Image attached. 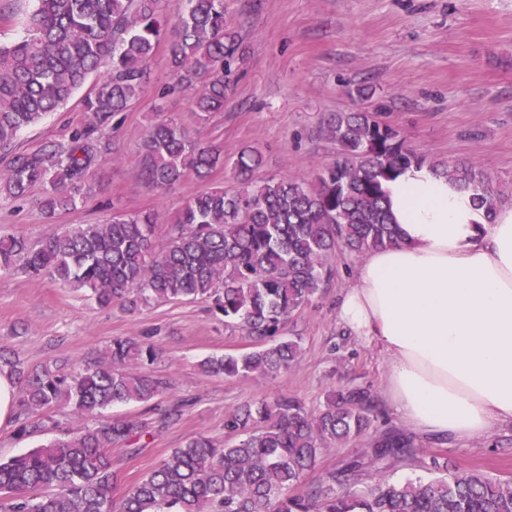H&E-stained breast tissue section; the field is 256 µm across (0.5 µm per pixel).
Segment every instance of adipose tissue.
<instances>
[{
    "instance_id": "obj_1",
    "label": "adipose tissue",
    "mask_w": 512,
    "mask_h": 512,
    "mask_svg": "<svg viewBox=\"0 0 512 512\" xmlns=\"http://www.w3.org/2000/svg\"><path fill=\"white\" fill-rule=\"evenodd\" d=\"M386 190L399 239L358 263L337 319L386 355L406 425L484 437L512 422V206L486 216L425 167Z\"/></svg>"
}]
</instances>
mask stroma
Listing matches in <instances>:
<instances>
[{
	"instance_id": "obj_1",
	"label": "stroma",
	"mask_w": 512,
	"mask_h": 512,
	"mask_svg": "<svg viewBox=\"0 0 512 512\" xmlns=\"http://www.w3.org/2000/svg\"><path fill=\"white\" fill-rule=\"evenodd\" d=\"M225 21L249 49L246 63L223 111L199 121L191 100L164 94L171 81L169 42L150 65L143 95L114 120L111 158L94 167L95 191L76 210L52 217L38 205L39 189L19 200L0 198V230L30 240L52 224H102L114 211H151L159 216L156 249L187 200L206 187L237 189L228 162L248 145L260 148L266 165L256 179L308 176L329 166L336 147L322 131L331 112L380 113L431 160L469 158L512 192V0H225ZM89 78L59 111L21 132L14 153L67 141L87 120L82 101L96 85ZM373 95H351L354 85ZM158 118L184 127L197 142L224 153L225 165L207 181L185 177L157 192L137 177L145 129ZM356 256H337L324 292L301 309L285 333L301 336L303 353L283 376L227 379L199 368L201 360L249 351L250 341L227 326L204 300L151 305L130 312L101 307L49 276L28 278L0 272V347L34 366L65 359L103 357L113 339L139 336L161 350L155 374L170 387L156 399L159 409L180 408L179 420L151 438L138 457L113 449L118 491L137 483L186 439L203 435L224 442V416L238 405L283 392L307 407L323 403L327 391L364 386L378 395L368 434L343 447L323 449L315 475L364 462L362 478L378 474L402 480L416 468L396 463L384 472L370 467L371 442L401 427L383 398L385 355L336 321V306L354 276ZM423 457L492 476H512V424L483 438L453 441L417 437Z\"/></svg>"
}]
</instances>
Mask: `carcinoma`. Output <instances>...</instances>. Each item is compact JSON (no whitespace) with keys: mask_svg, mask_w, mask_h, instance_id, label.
<instances>
[{"mask_svg":"<svg viewBox=\"0 0 512 512\" xmlns=\"http://www.w3.org/2000/svg\"><path fill=\"white\" fill-rule=\"evenodd\" d=\"M22 37L0 44V152L25 129L64 105L91 75L103 72L83 100L87 123L65 142L17 155L0 171V195L23 198L34 187L49 216L74 210L93 193L91 170L112 154V120L143 93L156 47L167 39L161 0H32ZM169 92L191 96L206 117L224 111L247 48L224 22V0H174ZM323 132L336 162L307 178L255 181L264 165L254 147L231 161L240 187L208 188L189 199L158 251L151 212H115L104 224H57L37 242L0 232V270L48 275L98 305L134 310L153 302L212 301L224 323L239 328L252 350L207 357L214 376L275 378L302 355V337L285 324L317 297L340 253L363 256L393 244L397 226L385 185L404 171L428 167L470 193L491 217L505 203L492 177L466 160L432 162L373 112H336ZM139 178L162 191L187 174L204 181L224 165L215 147L190 139L171 120L143 137ZM154 343L117 338L106 358L37 367L0 349V369L18 381L17 435L56 427L50 411L63 403L86 419L130 402L149 404L169 388L150 373ZM377 407L364 388L333 389L309 409L278 393L225 414L219 446L195 436L121 496L115 495L112 449L136 455L177 416L114 418L85 426L0 461V512H512V478L470 472L433 457L425 476L351 489L361 464L293 489L314 470L322 449L364 435ZM372 463L414 461L412 436L392 429L375 439Z\"/></svg>","mask_w":512,"mask_h":512,"instance_id":"obj_1","label":"carcinoma"}]
</instances>
